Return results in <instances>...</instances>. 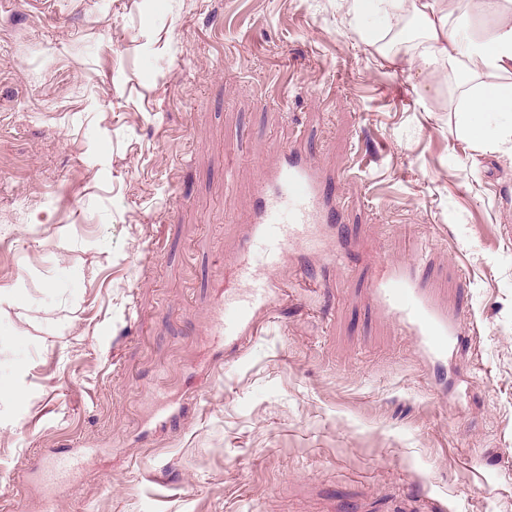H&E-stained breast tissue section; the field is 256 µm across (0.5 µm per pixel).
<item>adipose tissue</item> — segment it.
<instances>
[{
	"label": "adipose tissue",
	"instance_id": "ef3b65f1",
	"mask_svg": "<svg viewBox=\"0 0 512 512\" xmlns=\"http://www.w3.org/2000/svg\"><path fill=\"white\" fill-rule=\"evenodd\" d=\"M470 0H353L357 13L377 11L386 15L406 14L420 21L417 51L405 62L437 61L442 68L473 80L466 90L465 136L478 147L512 150V124L491 126L500 112H512V83L501 76L512 73V9L485 34L470 30Z\"/></svg>",
	"mask_w": 512,
	"mask_h": 512
}]
</instances>
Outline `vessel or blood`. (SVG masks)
Here are the masks:
<instances>
[{
    "instance_id": "obj_1",
    "label": "vessel or blood",
    "mask_w": 512,
    "mask_h": 512,
    "mask_svg": "<svg viewBox=\"0 0 512 512\" xmlns=\"http://www.w3.org/2000/svg\"><path fill=\"white\" fill-rule=\"evenodd\" d=\"M258 194L262 209L253 222L252 236L268 239L266 251L259 256L242 249L236 265L239 289L229 292L219 310L216 330L225 341L236 344L254 333L256 316L275 308L278 295L268 271L279 268L288 259L291 244L306 240L309 227L325 211L318 168L311 163L286 162L264 171ZM294 200L286 224H278L277 211L282 198ZM385 309L398 317L411 335L420 338L432 350L443 352L458 341L454 319L434 309L425 299L423 289L407 272L391 270L376 284ZM87 451L75 448L64 456L46 460L43 480L50 485L65 484L71 475L83 469Z\"/></svg>"
}]
</instances>
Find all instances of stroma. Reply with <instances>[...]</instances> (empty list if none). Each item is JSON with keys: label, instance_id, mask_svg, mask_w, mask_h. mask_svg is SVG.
Wrapping results in <instances>:
<instances>
[{"label": "stroma", "instance_id": "35a3bbf8", "mask_svg": "<svg viewBox=\"0 0 512 512\" xmlns=\"http://www.w3.org/2000/svg\"><path fill=\"white\" fill-rule=\"evenodd\" d=\"M345 0H0V512H512V154ZM336 217L214 333L262 171ZM413 267L437 353L375 283ZM89 457L87 451L73 448L67 455L48 458L42 472L43 481L56 486L65 484L71 475L86 466Z\"/></svg>", "mask_w": 512, "mask_h": 512}]
</instances>
